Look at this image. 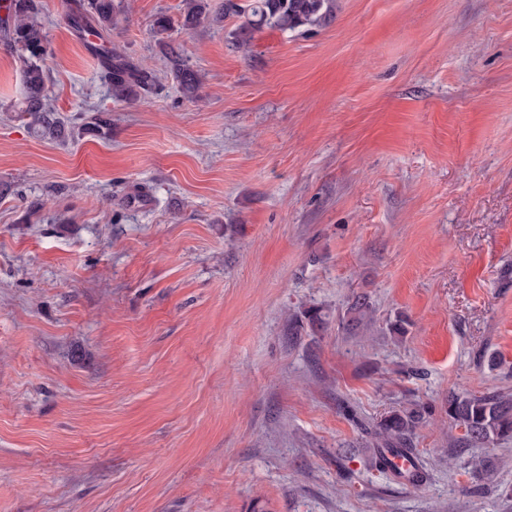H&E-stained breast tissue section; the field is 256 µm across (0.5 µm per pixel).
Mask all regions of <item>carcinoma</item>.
Instances as JSON below:
<instances>
[{"mask_svg":"<svg viewBox=\"0 0 512 512\" xmlns=\"http://www.w3.org/2000/svg\"><path fill=\"white\" fill-rule=\"evenodd\" d=\"M182 28L189 30L200 24L209 12L208 0H183ZM340 0H224V16L238 20L231 33V46L248 55L256 33L267 29L283 32H308L328 26L339 10ZM3 27L4 39L10 43L22 63L24 95L18 111L29 119L28 127L37 136L58 139L65 136V124L46 98L47 72L45 60L48 43L39 22L41 0H10ZM126 17L114 0H80L69 15V27L78 35L88 27L110 31ZM164 56L171 66L184 95L197 98L198 73L183 59L172 44L163 45ZM102 78L112 97L128 104L141 102L142 96L155 85L153 72L138 66L117 49L109 51L103 65ZM86 133L103 137L111 131V118L102 112L84 125ZM373 308L365 294L352 296L341 318L343 328L354 332L372 321ZM447 412L464 429L465 440L472 445L512 439V397L490 392L481 395L467 391L448 393ZM425 407L418 404L390 412L374 430V466L382 473H396L391 458L411 460L412 484H425L428 472L412 447L417 427L425 418Z\"/></svg>","mask_w":512,"mask_h":512,"instance_id":"obj_1","label":"carcinoma"}]
</instances>
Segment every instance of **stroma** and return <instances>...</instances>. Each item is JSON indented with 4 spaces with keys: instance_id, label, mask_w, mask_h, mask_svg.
Wrapping results in <instances>:
<instances>
[{
    "instance_id": "1",
    "label": "stroma",
    "mask_w": 512,
    "mask_h": 512,
    "mask_svg": "<svg viewBox=\"0 0 512 512\" xmlns=\"http://www.w3.org/2000/svg\"><path fill=\"white\" fill-rule=\"evenodd\" d=\"M42 3L49 103L112 132L31 134L0 38V512H512V439L446 412L512 395V0H341L246 56L235 19L123 0L108 42L159 83L134 105ZM415 403L422 488L372 466ZM182 28L189 30L200 24L209 12L208 0H183ZM163 52L184 95L187 98L196 99L200 86L198 73L190 67L172 44H164ZM373 308L366 294L353 295L348 303L341 324L346 331L354 332L372 321ZM447 405L448 416L464 429L468 443L512 439V397L497 391L481 395L452 391Z\"/></svg>"
}]
</instances>
